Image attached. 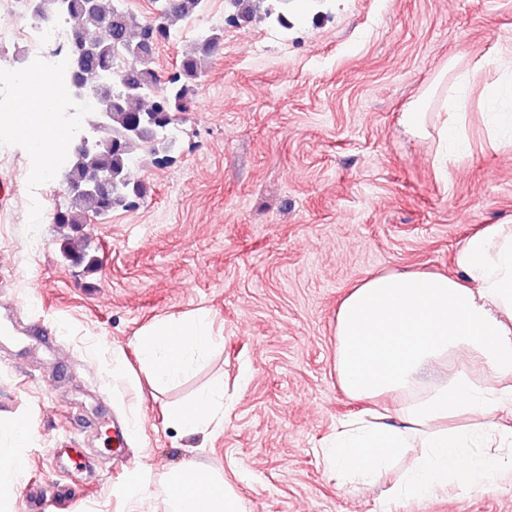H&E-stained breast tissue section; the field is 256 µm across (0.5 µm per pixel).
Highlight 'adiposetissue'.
<instances>
[{
	"label": "adipose tissue",
	"instance_id": "ef3b65f1",
	"mask_svg": "<svg viewBox=\"0 0 512 512\" xmlns=\"http://www.w3.org/2000/svg\"><path fill=\"white\" fill-rule=\"evenodd\" d=\"M475 74L448 67L404 113L406 131L429 138V100L447 112L435 161L446 170L467 137L464 107ZM31 100L10 113L5 129L39 149L42 161L64 150L69 131L43 121ZM454 275L380 272L350 290L336 312V372L343 391L374 404L373 420L339 421L321 448L326 470L376 482L395 459L413 454L400 487L429 497L460 487L512 486V224H490L456 251ZM209 315L199 311L143 329L134 350L145 375L159 387L192 373L221 346ZM440 374L432 387L421 375ZM401 395L398 406L383 398ZM224 383L215 380L168 420L186 435L221 428ZM13 444L0 448V494L12 489L30 436L24 420L10 426Z\"/></svg>",
	"mask_w": 512,
	"mask_h": 512
}]
</instances>
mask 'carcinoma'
<instances>
[{
  "label": "carcinoma",
  "instance_id": "1",
  "mask_svg": "<svg viewBox=\"0 0 512 512\" xmlns=\"http://www.w3.org/2000/svg\"><path fill=\"white\" fill-rule=\"evenodd\" d=\"M123 0H112L108 14L101 6L89 8L87 0H43V7L57 15L74 14L82 20L77 45L68 50L67 69L83 77L98 79L92 89L105 112H83L77 119L85 146L67 156L63 183L81 184L94 177L112 175V192H91L69 196L64 208L56 210L54 223L70 229L64 249L93 271L98 261L87 257L84 227L100 215L110 216L128 209L144 195L142 183L131 175L134 153L144 148L148 156L172 150L180 114L188 111L194 83L203 75L208 61L221 44V31H211L196 41L195 50L183 56L175 71L162 80L153 67L155 49L170 38L179 26L200 14L206 0H153L162 10L142 22L122 7ZM266 9H261L262 3ZM240 15L265 17L288 27L282 8L288 0H233Z\"/></svg>",
  "mask_w": 512,
  "mask_h": 512
}]
</instances>
